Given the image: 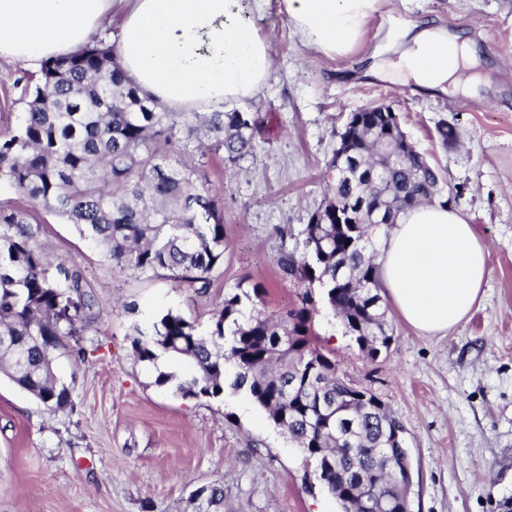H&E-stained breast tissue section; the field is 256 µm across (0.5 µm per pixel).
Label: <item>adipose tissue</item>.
I'll return each instance as SVG.
<instances>
[{"label": "adipose tissue", "instance_id": "ef3b65f1", "mask_svg": "<svg viewBox=\"0 0 512 512\" xmlns=\"http://www.w3.org/2000/svg\"><path fill=\"white\" fill-rule=\"evenodd\" d=\"M293 29L327 55L349 53L378 0H279ZM266 0H0V62L36 69L73 55L120 12L109 45L125 75L169 110L208 112L257 98L273 65L270 44L250 19ZM395 58L368 71L402 84L465 96L484 75L471 42L440 27L413 24ZM489 249L462 213L420 205L394 224L377 257L382 287L417 329L445 333L483 291Z\"/></svg>", "mask_w": 512, "mask_h": 512}]
</instances>
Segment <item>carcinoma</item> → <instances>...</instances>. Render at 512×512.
Segmentation results:
<instances>
[{"label": "carcinoma", "mask_w": 512, "mask_h": 512, "mask_svg": "<svg viewBox=\"0 0 512 512\" xmlns=\"http://www.w3.org/2000/svg\"><path fill=\"white\" fill-rule=\"evenodd\" d=\"M19 129L0 137V184L27 209L0 205V372L53 410L71 404L53 365L78 331L94 330L98 299L83 269L52 256L46 211L96 242L112 265L167 271L199 293L224 263V197L211 192L212 157L234 167L254 148L248 108L161 112L125 76L108 43L47 61L29 77ZM331 159L333 183L302 239L277 259L280 277L301 288L277 315L245 311L250 293L224 297L207 335L172 309L133 327L134 357L190 360L189 374L158 372L154 384L184 399L242 391L296 447L314 459L318 480L342 512H411L412 469L401 421L372 392L346 382L314 328L320 309L339 319L374 361L394 341L380 294L375 236L408 209L440 201L443 176L414 147L390 160L370 135L398 136L390 112H360ZM442 202V201H440ZM443 201L442 205H447ZM224 488L209 485L198 512H221Z\"/></svg>", "instance_id": "carcinoma-1"}]
</instances>
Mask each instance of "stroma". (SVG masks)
I'll return each mask as SVG.
<instances>
[{
    "label": "stroma",
    "mask_w": 512,
    "mask_h": 512,
    "mask_svg": "<svg viewBox=\"0 0 512 512\" xmlns=\"http://www.w3.org/2000/svg\"><path fill=\"white\" fill-rule=\"evenodd\" d=\"M251 20L271 42L273 67L253 100L254 150L236 167L213 161L212 190L224 198V263L207 293L167 272L113 267L73 225L41 211V238L82 266L100 300L97 329L67 339L56 377L70 408L51 411L0 376V512H194L196 488L224 485V512H340L315 464L242 392L184 399L154 383L158 370L192 372L187 361L138 362L133 324L173 309L208 326L237 290L256 305L287 309L297 285L278 274L279 229L300 231L323 200L337 134L352 112L393 105L415 148L435 164L452 206L486 243L485 293L445 334H422L389 308L394 342L367 360L337 318L315 330L344 379L374 393L402 422L413 464L412 512H498L512 496V0H380L354 50L327 56L305 46L268 0ZM431 23L468 36L489 81L478 96L445 93L366 75L391 56L408 25ZM29 72L0 62V136L22 122ZM452 127L453 142L437 131ZM84 357L71 354L72 346Z\"/></svg>",
    "instance_id": "1"
}]
</instances>
